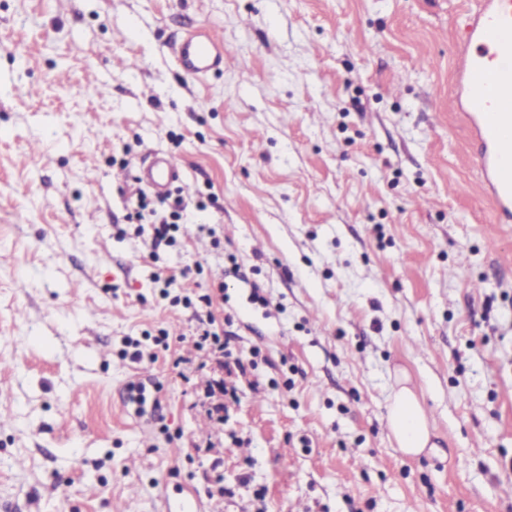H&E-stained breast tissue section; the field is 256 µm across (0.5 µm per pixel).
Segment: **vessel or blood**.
I'll use <instances>...</instances> for the list:
<instances>
[{"instance_id":"b4317fda","label":"vessel or blood","mask_w":512,"mask_h":512,"mask_svg":"<svg viewBox=\"0 0 512 512\" xmlns=\"http://www.w3.org/2000/svg\"><path fill=\"white\" fill-rule=\"evenodd\" d=\"M453 102L466 128L479 185L497 223H512V0H476L464 18L455 51ZM176 65L199 77L223 70L227 57L213 30L189 35L174 51ZM170 160L146 169L145 185L182 183Z\"/></svg>"}]
</instances>
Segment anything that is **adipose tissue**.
I'll list each match as a JSON object with an SVG mask.
<instances>
[{
	"label": "adipose tissue",
	"instance_id": "obj_1",
	"mask_svg": "<svg viewBox=\"0 0 512 512\" xmlns=\"http://www.w3.org/2000/svg\"><path fill=\"white\" fill-rule=\"evenodd\" d=\"M388 425L403 455L415 457L427 448L430 436L426 415L421 402L410 388L401 387L391 396Z\"/></svg>",
	"mask_w": 512,
	"mask_h": 512
}]
</instances>
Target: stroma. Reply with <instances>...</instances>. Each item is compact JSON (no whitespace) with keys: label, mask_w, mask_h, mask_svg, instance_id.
<instances>
[{"label":"stroma","mask_w":512,"mask_h":512,"mask_svg":"<svg viewBox=\"0 0 512 512\" xmlns=\"http://www.w3.org/2000/svg\"><path fill=\"white\" fill-rule=\"evenodd\" d=\"M473 4L0 0V512H512V224L451 96ZM202 26L233 62L194 78ZM156 153L190 194L137 182ZM207 328L242 363L219 420ZM388 425L403 455L415 457L427 448L430 436L426 415L421 402L410 388L403 386L391 396Z\"/></svg>","instance_id":"stroma-1"}]
</instances>
